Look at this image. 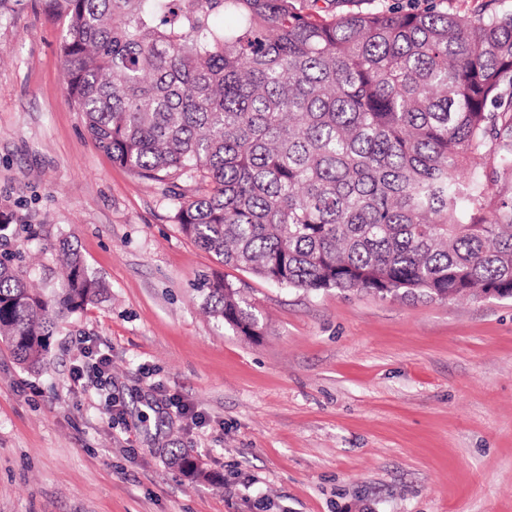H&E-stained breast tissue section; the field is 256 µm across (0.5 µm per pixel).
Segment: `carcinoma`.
<instances>
[{
  "instance_id": "cac0c4a2",
  "label": "carcinoma",
  "mask_w": 512,
  "mask_h": 512,
  "mask_svg": "<svg viewBox=\"0 0 512 512\" xmlns=\"http://www.w3.org/2000/svg\"><path fill=\"white\" fill-rule=\"evenodd\" d=\"M305 0H40L64 23L68 102L112 162L186 178L174 221L227 267L288 288L512 298V10ZM33 292L0 254V341L40 369L58 321L106 292L71 245ZM204 309L261 335L224 276ZM188 477L204 475L173 454ZM317 6L323 15H342L358 10L381 7H403L406 9L423 10L431 6V1L424 0H375L372 1H346V0H318Z\"/></svg>"
}]
</instances>
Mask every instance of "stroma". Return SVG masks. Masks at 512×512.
Masks as SVG:
<instances>
[{
  "label": "stroma",
  "mask_w": 512,
  "mask_h": 512,
  "mask_svg": "<svg viewBox=\"0 0 512 512\" xmlns=\"http://www.w3.org/2000/svg\"><path fill=\"white\" fill-rule=\"evenodd\" d=\"M63 32L37 0L0 23V215L17 229L0 253L48 295L70 243L107 292L60 320L39 371L0 342V512H512V299L304 292L224 266L164 185L91 143ZM216 274L261 336L204 313ZM83 336L111 358L119 425L70 386Z\"/></svg>",
  "instance_id": "35a3bbf8"
}]
</instances>
